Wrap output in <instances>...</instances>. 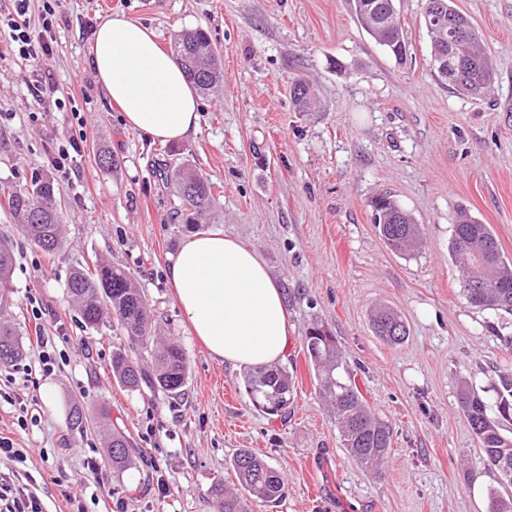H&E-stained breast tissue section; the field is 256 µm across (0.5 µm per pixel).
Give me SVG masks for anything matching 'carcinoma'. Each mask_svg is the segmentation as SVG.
<instances>
[{
    "label": "carcinoma",
    "instance_id": "cac0c4a2",
    "mask_svg": "<svg viewBox=\"0 0 512 512\" xmlns=\"http://www.w3.org/2000/svg\"><path fill=\"white\" fill-rule=\"evenodd\" d=\"M396 0H354L356 18L361 27L396 60L407 55ZM421 21L432 35L429 67L454 91L481 96L493 79V63L470 21L452 5V0H421ZM467 43V63L461 69L450 64L456 41ZM173 51L179 57L188 79L204 94L224 88V73L216 51L201 29L187 31L175 39ZM292 101L300 112L314 109L316 95L312 86L297 80L292 86ZM169 181L181 201L180 213L187 224L215 203L212 184L192 166L183 164L169 174ZM60 188L45 174L32 175L22 187L0 183V197L22 226L29 241L47 254L61 245V216L55 204ZM374 223L387 245L406 253L419 242V227L412 216L395 200L383 196L373 204ZM451 254L465 268L462 293L471 304L486 310L512 313V261L500 252L497 239L487 224L480 223L468 209L457 210L450 246ZM14 264L11 246L0 241V365H9L22 356L16 327L4 315L10 307V277ZM67 291L78 305L85 327L100 329L113 322L124 330L133 344L146 349L151 365L132 360L125 352L112 354V375L124 387L139 391L147 387L175 398L183 394L187 380L186 355L172 338L158 342L152 331L151 312L128 273L121 268L99 263L78 269L71 275ZM377 336L390 345L406 341L409 330L396 313L380 309L372 319ZM304 350L315 372L323 395L330 404L339 428L341 446L349 457L365 469L376 471L384 463L392 443L389 424L372 413L364 397L343 381V353L336 337L323 325H314L304 337ZM491 384L496 394L500 417L512 420V371L498 375ZM246 392L260 411L277 415L288 411L294 398V378L288 367L261 366L244 376ZM459 410L467 418L482 450L483 462L496 478L487 490L489 512H512V497L505 498L499 488L512 487V438L500 432L499 422L487 414V402L478 391L465 386L457 394ZM108 465L123 474L133 468L132 443L121 430L108 435ZM239 484L249 497L274 506L285 493L279 471L262 457L243 448L232 461ZM217 512H248L238 493L217 487Z\"/></svg>",
    "mask_w": 512,
    "mask_h": 512
}]
</instances>
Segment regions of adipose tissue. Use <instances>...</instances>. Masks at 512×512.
<instances>
[{
    "instance_id": "obj_1",
    "label": "adipose tissue",
    "mask_w": 512,
    "mask_h": 512,
    "mask_svg": "<svg viewBox=\"0 0 512 512\" xmlns=\"http://www.w3.org/2000/svg\"><path fill=\"white\" fill-rule=\"evenodd\" d=\"M90 59L128 127L161 142L196 131V91L151 28L112 15L97 28ZM166 275L194 335L213 358L237 367L284 359L292 331L285 298L253 248L220 230L194 234Z\"/></svg>"
}]
</instances>
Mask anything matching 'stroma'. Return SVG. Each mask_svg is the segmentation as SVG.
<instances>
[{
	"instance_id": "obj_1",
	"label": "stroma",
	"mask_w": 512,
	"mask_h": 512,
	"mask_svg": "<svg viewBox=\"0 0 512 512\" xmlns=\"http://www.w3.org/2000/svg\"><path fill=\"white\" fill-rule=\"evenodd\" d=\"M484 41L494 83L482 99L458 95L429 68L431 38L418 0H396L407 57L396 61L358 24L353 0H61L52 56L0 53V182L32 173L61 188L62 243L32 246L0 200V240L14 253L12 317L25 352L1 368L0 434L30 449V489L47 512H216V485L237 487L231 460L251 449L283 476L276 506L250 512H488L495 479L456 393L483 392L512 369V314L471 305L448 247L458 206L490 225L512 259V0H453ZM122 13L150 26L172 49L184 31H208L224 89L200 98L199 130L161 143L127 127L89 64L96 27ZM313 86L315 112L296 111L295 80ZM43 86L42 102L30 88ZM77 141L68 175L59 149ZM105 150L111 166L95 154ZM191 164L213 185L203 231L224 230L255 249L282 288L293 327L284 365L296 371L287 418L257 411L245 372L214 359L191 335L165 270L191 226L163 171ZM392 195L422 233L411 255L392 252L372 221V200ZM123 267L154 313L160 335L180 342L188 378L182 398L129 391L112 375V354L130 349L119 328H83L67 294L76 269ZM43 310L47 347L32 338ZM386 306L407 322L389 346L370 312ZM341 346L350 379L392 428L379 474L363 471L340 445L303 349L313 324ZM53 360L43 371L41 353ZM37 417L19 428V401ZM92 420L71 428L72 406ZM126 431L135 468L113 473L96 426ZM102 464L98 481L85 463Z\"/></svg>"
}]
</instances>
